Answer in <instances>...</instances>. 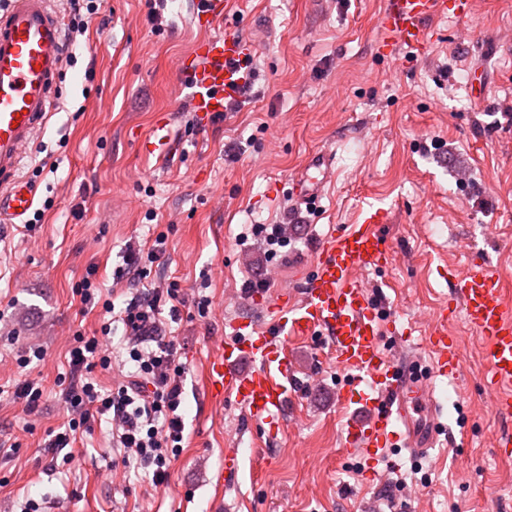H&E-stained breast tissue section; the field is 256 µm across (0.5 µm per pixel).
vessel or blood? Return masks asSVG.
<instances>
[{"instance_id": "vessel-or-blood-1", "label": "vessel or blood", "mask_w": 512, "mask_h": 512, "mask_svg": "<svg viewBox=\"0 0 512 512\" xmlns=\"http://www.w3.org/2000/svg\"><path fill=\"white\" fill-rule=\"evenodd\" d=\"M52 0H0V215L18 220L36 206V193L21 176L24 150L51 117L55 83L66 53L62 21ZM227 0H197L194 24L202 31L181 58L178 76L193 112L223 113L227 101L241 98L251 75L247 60L253 44L225 24ZM471 0H385L376 24L380 56L407 48L423 56L434 33L430 24L451 15L468 16ZM330 155L314 156L291 194L299 203L318 198L331 171ZM385 211H365L357 223L332 228L320 237L311 277L299 290L280 289L270 297L251 292L270 316L260 325L248 318L230 322V336L211 354L205 371L211 402L230 399L249 420L277 431L292 392L299 386L288 350L298 336L326 337L337 368L347 380L336 389L337 405H358L361 414L346 421V441L354 454L373 459L398 448L424 457L442 429L443 407L434 382L457 383L462 347L447 327L428 326L420 342L431 357L429 373L388 352L383 335L391 325L365 285V272L387 268ZM449 309H461L484 344L493 409L512 415V307L504 277L488 261L471 259L451 278Z\"/></svg>"}]
</instances>
